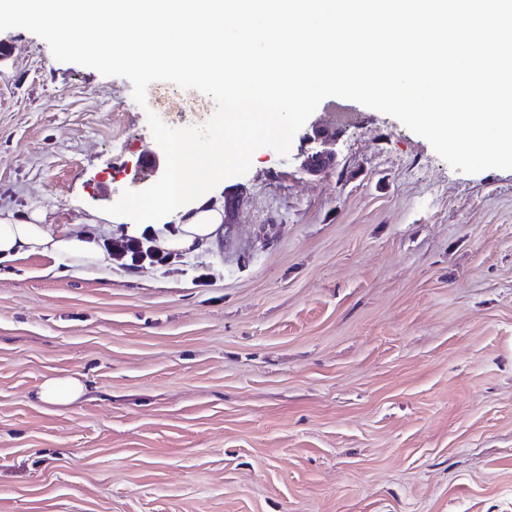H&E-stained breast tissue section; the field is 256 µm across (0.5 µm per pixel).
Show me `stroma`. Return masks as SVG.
I'll return each mask as SVG.
<instances>
[{"mask_svg":"<svg viewBox=\"0 0 512 512\" xmlns=\"http://www.w3.org/2000/svg\"><path fill=\"white\" fill-rule=\"evenodd\" d=\"M322 101L313 176L262 147L232 225L112 283L0 262V512H512V170H453L392 116ZM216 109L0 32V208L89 213L157 180ZM87 396L38 403L44 377ZM305 138L309 144L317 146L305 150L299 155V169L310 175H318L335 162L336 153L326 148V145L329 144L327 137L317 126H312Z\"/></svg>","mask_w":512,"mask_h":512,"instance_id":"35a3bbf8","label":"stroma"}]
</instances>
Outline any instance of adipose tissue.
Segmentation results:
<instances>
[{
  "label": "adipose tissue",
  "instance_id": "adipose-tissue-1",
  "mask_svg": "<svg viewBox=\"0 0 512 512\" xmlns=\"http://www.w3.org/2000/svg\"><path fill=\"white\" fill-rule=\"evenodd\" d=\"M46 210L37 209L24 216L0 209V261L41 255L53 262H64L75 270L110 283L111 258L97 238L68 231H53ZM88 393L86 383L77 376H50L39 385L38 402L66 408Z\"/></svg>",
  "mask_w": 512,
  "mask_h": 512
}]
</instances>
